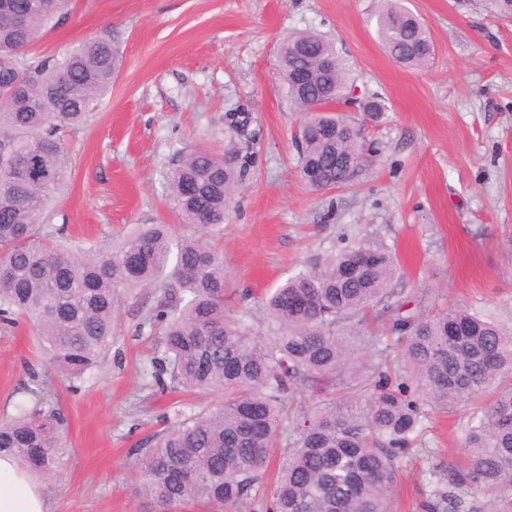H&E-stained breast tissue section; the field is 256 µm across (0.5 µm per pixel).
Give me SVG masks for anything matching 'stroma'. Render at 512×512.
Returning <instances> with one entry per match:
<instances>
[{"label": "stroma", "instance_id": "obj_1", "mask_svg": "<svg viewBox=\"0 0 512 512\" xmlns=\"http://www.w3.org/2000/svg\"><path fill=\"white\" fill-rule=\"evenodd\" d=\"M431 30L429 68L386 53L370 19L374 0H68L32 57H59L103 31L123 56L110 93L65 142L71 182L52 204L74 249L102 247L141 224L205 235L224 252V303L261 324L262 296L341 236L380 242L397 255L403 288L434 310L462 303L512 323V20L483 0H402ZM312 31L353 69L361 97L377 95L379 121L361 108L367 151L353 185L311 191L294 136L303 118L279 74L284 39ZM249 116L250 167L217 232L184 223L166 199L167 175L190 147L224 149V115ZM151 289L123 296L112 347L69 381L25 322H0V419L41 390L68 423L58 475L46 478L49 512H155L136 493L135 451L176 412L212 406L206 392L160 390L152 341L140 324ZM465 413L425 423L400 462L393 512H420L430 471L465 465Z\"/></svg>", "mask_w": 512, "mask_h": 512}]
</instances>
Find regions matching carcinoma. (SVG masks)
<instances>
[{
	"label": "carcinoma",
	"instance_id": "obj_1",
	"mask_svg": "<svg viewBox=\"0 0 512 512\" xmlns=\"http://www.w3.org/2000/svg\"><path fill=\"white\" fill-rule=\"evenodd\" d=\"M512 19V0H485ZM376 34L404 66L433 56L428 26L400 0H377ZM67 0H0V321L26 318L51 363L68 379L112 345L124 295L151 288L159 301L141 328L156 335L151 377L160 388L219 393L221 404L154 433L134 461L140 495L156 512L203 501L214 512H391L399 461L415 451L433 413L471 410L467 466L432 491L425 512H512V328L468 307L420 312L398 287L395 254L351 241L288 277L262 300L264 331L224 306V255L200 237L174 238L143 224L103 248L74 255L57 241L48 207L73 162L63 133L82 125L112 89L122 54L112 33L59 60H33L31 46ZM324 57L333 69L320 68ZM281 79L304 112L299 171L313 191L354 182L364 127L339 113L356 88L333 43L313 32L287 38ZM313 81L295 85L292 65ZM244 119L225 114L224 152L192 149L167 180L185 223L211 229L247 171ZM336 124L334 136L321 129ZM33 162L35 174L24 164ZM373 264L360 262L363 251ZM308 401L288 413L293 391ZM35 404L0 422V453L56 474L66 420ZM284 448L270 496L261 487Z\"/></svg>",
	"mask_w": 512,
	"mask_h": 512
}]
</instances>
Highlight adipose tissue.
<instances>
[{"mask_svg":"<svg viewBox=\"0 0 512 512\" xmlns=\"http://www.w3.org/2000/svg\"><path fill=\"white\" fill-rule=\"evenodd\" d=\"M0 512H49L41 482L6 453L0 454Z\"/></svg>","mask_w":512,"mask_h":512,"instance_id":"adipose-tissue-1","label":"adipose tissue"}]
</instances>
